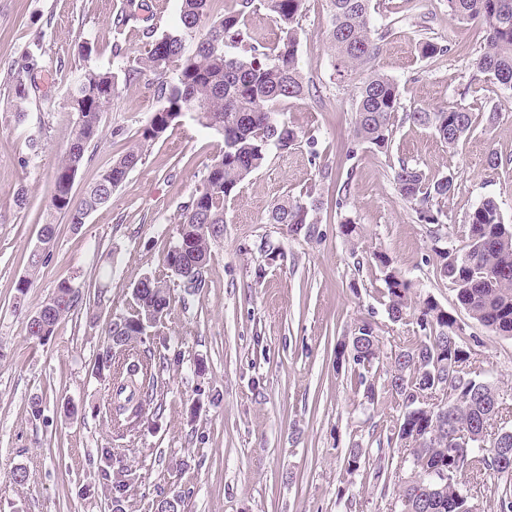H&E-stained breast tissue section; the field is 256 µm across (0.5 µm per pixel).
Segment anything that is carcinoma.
I'll list each match as a JSON object with an SVG mask.
<instances>
[{"mask_svg":"<svg viewBox=\"0 0 512 512\" xmlns=\"http://www.w3.org/2000/svg\"><path fill=\"white\" fill-rule=\"evenodd\" d=\"M329 40L338 65L350 72L365 64L377 51L372 26V0H328ZM214 0H181L180 31L158 32L154 15H143L144 5L130 3L111 18L116 35L114 57L125 56L119 36L128 28L141 34L144 52L133 59L124 80L153 77L151 86L160 106L139 130L135 143L76 200L74 180L84 166L89 147L98 141L103 113L112 107V89L119 74L82 67L67 90L76 119L71 140L55 168L50 210L68 217L77 226L107 205L112 191L145 158L146 153L176 119L200 109L197 123L224 137L220 158L207 166L201 190L180 206L176 240L162 258V273L141 278L132 289L127 311L113 320L108 340L97 353L96 372H108L114 392L112 426L121 431L137 422L142 408L164 398V365L156 347L142 340L143 325L163 323L171 311V271L185 273L176 287L195 295L206 285L205 272L211 243L224 232V202L235 189L261 169L272 149L287 150L298 141V132L279 121L273 106L284 99H301L309 92L298 55L299 22L306 0H233L218 18H212ZM448 15L458 21H477L485 32L484 46L473 67L501 85L512 88V0H447ZM267 11L282 37L266 52L250 43L247 18ZM195 48L185 51L186 38ZM175 74L167 80L166 74ZM13 102L20 106L33 86L21 77L13 86ZM400 108L397 82L371 73L360 87L353 118L357 143L380 153L388 152ZM405 118L431 128L454 149L469 133L472 113L465 108L442 112H409ZM400 196L415 205L418 221L444 224L442 202L454 192L453 178L429 180L405 161L393 171ZM285 195L271 208L268 221L285 224L294 234H310L317 223L318 200ZM211 224L213 232L201 225ZM467 244L461 249L435 234L432 251L439 274L451 280L456 303L468 316L499 336L512 337V226L504 222L496 202L484 200L467 216ZM382 274L380 295L393 322L412 315L422 333L415 347L382 349L375 327L362 322L352 338L350 351L339 356L351 360L350 384L363 390L370 405L384 392L399 401L401 412L386 442L401 448L399 457L388 456L386 469L398 478L397 512H481L474 494L485 476L503 482L499 512H512V459L505 462L488 455L491 448H512V431H494L501 414L493 385L461 369L473 356L459 334V323L443 306L428 296L414 299L413 283L401 275L386 253H373ZM79 290L64 280L53 292V302L40 306L38 325L27 324V335L43 341L59 321L82 308ZM385 370L383 390L375 385L380 364ZM470 434L465 445L454 443V434ZM130 483V468L118 465L109 493L115 512Z\"/></svg>","mask_w":512,"mask_h":512,"instance_id":"obj_1","label":"carcinoma"}]
</instances>
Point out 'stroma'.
Wrapping results in <instances>:
<instances>
[{"label":"stroma","instance_id":"stroma-1","mask_svg":"<svg viewBox=\"0 0 512 512\" xmlns=\"http://www.w3.org/2000/svg\"><path fill=\"white\" fill-rule=\"evenodd\" d=\"M128 0H0V512H112L106 474L123 460L135 474L123 512H156L180 496L179 512H390L394 477L349 472L347 450L376 448L393 424L395 400L362 406L336 347L365 321L383 348L420 341L414 317L392 323L379 291L373 251H385L420 297H432L477 339L473 366L505 407L496 427L512 429V338L490 333L458 308L432 258V227L418 221L398 193L393 170L405 160L428 178L453 176L442 226L450 244L466 242L468 214L485 199L512 225V90L476 74L480 24L448 14L447 0H373L383 38L362 68L340 76L329 43L326 0H307L299 57L309 93L275 105L278 119L301 137L271 151L266 165L227 199L226 224L211 245L206 286L174 307L166 341L162 407L147 406L134 435L120 438L101 413L108 378L94 360L105 327L124 313L133 285L158 273L176 233L180 207L202 188L207 165L224 148L217 132L190 118L171 126L142 164L113 192L107 207L80 226L58 218L46 263L29 268L50 204L52 176L71 138L75 114L66 88L81 67L120 71L111 53V17ZM450 44L426 59L420 42ZM95 51L82 60L79 48ZM34 51L38 92L17 119L9 97L17 63ZM372 72L394 79L401 109L465 107L472 128L456 149L432 129L397 120L387 153L353 140L354 104ZM158 102L147 79L119 81L102 136L72 189L85 187L122 155ZM499 165L489 168V153ZM313 190L321 201L312 236L272 224V204ZM357 224L349 243L341 226ZM279 248L276 257L264 243ZM33 280L27 294L19 279ZM84 299L106 291L96 320H60L53 336L29 339L26 323L60 281ZM41 398L40 412L31 402ZM25 473L15 481V473Z\"/></svg>","mask_w":512,"mask_h":512}]
</instances>
